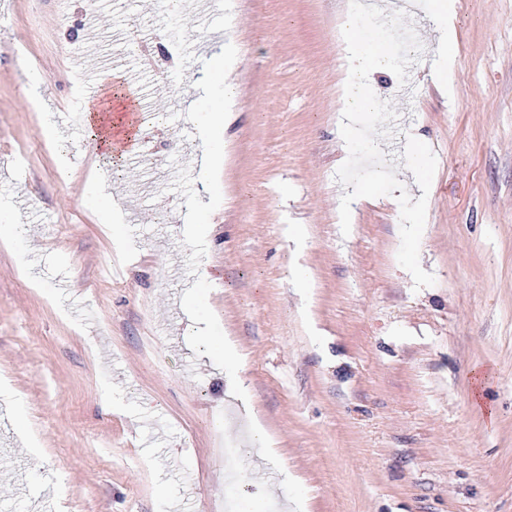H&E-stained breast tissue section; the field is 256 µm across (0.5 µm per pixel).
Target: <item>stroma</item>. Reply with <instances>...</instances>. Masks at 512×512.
<instances>
[{
  "instance_id": "1",
  "label": "stroma",
  "mask_w": 512,
  "mask_h": 512,
  "mask_svg": "<svg viewBox=\"0 0 512 512\" xmlns=\"http://www.w3.org/2000/svg\"><path fill=\"white\" fill-rule=\"evenodd\" d=\"M349 3L0 0V512H227L230 451L246 508L512 512V0H458L449 94L437 0L357 14L397 65L357 112ZM107 75L145 141L115 166L67 125Z\"/></svg>"
}]
</instances>
